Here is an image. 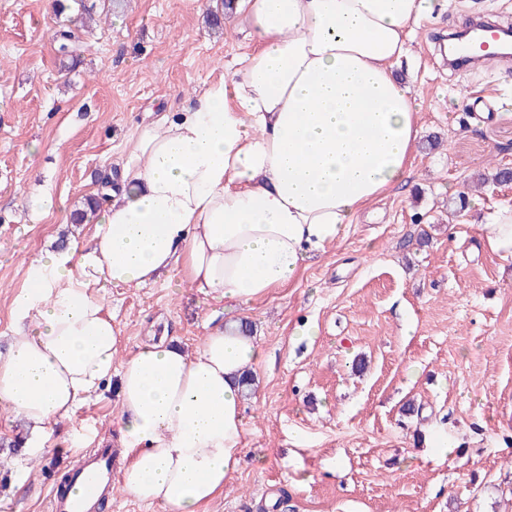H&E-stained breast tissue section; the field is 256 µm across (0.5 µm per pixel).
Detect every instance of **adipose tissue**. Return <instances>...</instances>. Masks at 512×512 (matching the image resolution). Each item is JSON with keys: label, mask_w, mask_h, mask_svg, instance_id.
Segmentation results:
<instances>
[{"label": "adipose tissue", "mask_w": 512, "mask_h": 512, "mask_svg": "<svg viewBox=\"0 0 512 512\" xmlns=\"http://www.w3.org/2000/svg\"><path fill=\"white\" fill-rule=\"evenodd\" d=\"M435 0H235L254 44L232 75L140 127L120 187L89 239L27 261L0 353V409L22 416L39 457L59 421L118 383L119 481L166 512H205L243 455L240 380L254 334L208 328L201 344L121 332L92 286L142 288L177 273L246 305L291 283L360 211L411 175L420 135L395 67Z\"/></svg>", "instance_id": "1"}]
</instances>
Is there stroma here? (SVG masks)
Instances as JSON below:
<instances>
[{
	"instance_id": "1",
	"label": "stroma",
	"mask_w": 512,
	"mask_h": 512,
	"mask_svg": "<svg viewBox=\"0 0 512 512\" xmlns=\"http://www.w3.org/2000/svg\"><path fill=\"white\" fill-rule=\"evenodd\" d=\"M68 3L0 0V352L26 257L63 233L89 238L93 222L72 214L106 203L137 128L252 49L224 0H96L90 17ZM491 11L512 26V0H438L396 69L421 124L411 177L291 284L228 310L174 277L100 289L125 356L160 339L191 352L207 326L243 317L254 328L265 357L244 399L242 463L207 512H261L270 498L278 512H512V257L485 244L512 185H476L512 167V65L461 77L440 51L464 16ZM117 412L103 389L29 460L12 445L25 423L0 410V512H47L46 476L119 445ZM443 433L449 450L431 447Z\"/></svg>"
}]
</instances>
